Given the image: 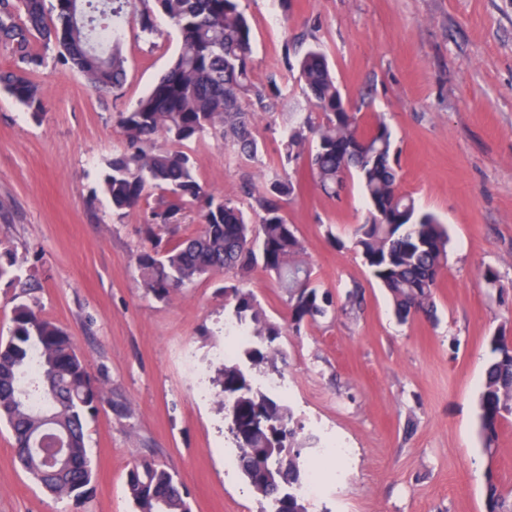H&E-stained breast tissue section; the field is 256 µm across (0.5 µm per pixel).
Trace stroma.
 Here are the masks:
<instances>
[{
	"instance_id": "35a3bbf8",
	"label": "stroma",
	"mask_w": 512,
	"mask_h": 512,
	"mask_svg": "<svg viewBox=\"0 0 512 512\" xmlns=\"http://www.w3.org/2000/svg\"><path fill=\"white\" fill-rule=\"evenodd\" d=\"M254 39L253 81L283 91L255 127L261 152L237 157L218 134L189 142L209 190L251 211L244 184L262 187L282 154V132L309 106L292 49L317 46L363 124L384 120L400 189L448 227L436 313L398 322L388 292L353 246L367 204L357 178L320 190L307 155L287 165L301 187L283 206L316 285L333 300L323 317L293 327L274 276L227 271L158 300L140 288L136 254L158 196L118 216L101 184L124 148L116 113L136 105L177 55L181 36L163 14L157 32L128 24L119 90L98 89L48 62L37 75L45 113L0 89V246L20 282L0 281V336L26 301L75 339L112 408L87 422L95 490L83 504L45 494L19 467L0 426V512H134L131 463L147 457L175 472L193 512H261L224 429L215 378L231 317L224 289L256 297L281 334L272 343L288 382L301 458L324 480L309 512H488L496 483L512 512V418L485 452L478 418L488 341L512 336V0H239ZM501 278L487 288L485 269ZM360 288L363 304L347 293ZM205 386L207 398L195 389ZM347 448L345 458L306 447Z\"/></svg>"
}]
</instances>
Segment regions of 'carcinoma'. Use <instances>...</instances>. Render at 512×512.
Instances as JSON below:
<instances>
[{
    "label": "carcinoma",
    "mask_w": 512,
    "mask_h": 512,
    "mask_svg": "<svg viewBox=\"0 0 512 512\" xmlns=\"http://www.w3.org/2000/svg\"><path fill=\"white\" fill-rule=\"evenodd\" d=\"M143 0H127L140 33L157 32ZM239 0H154L156 9L180 31L181 46L169 70L130 110L117 113L125 150L107 164L103 191L112 211L122 214L140 205L147 189L161 195L146 227L151 246L136 255L139 283L159 300L196 279L226 269L249 275L256 265L274 274L287 296L290 320L298 326L324 316L333 305L314 285L313 271L297 259L303 245L283 215V203L299 179L275 175L255 197L258 222L248 219L231 199L208 191L197 179L185 143L210 130L222 135L241 158L258 157L254 118L270 110L269 95L279 93L251 82L254 53L251 27ZM121 12L112 0H0V43L12 48L11 69L0 71V87L25 106L33 119L43 116L35 75L55 51L56 64L81 74L95 86L120 88L125 73L121 32L112 23ZM298 81L316 112L306 113L283 132L284 160L299 156L306 144L318 186L329 194L344 189L357 173L368 218L355 231V247L372 276L392 296L397 318L405 322L434 309L438 278L448 264L446 227L417 208L412 195L399 190L400 174L388 127L381 121L360 125L347 111L325 56L316 48L297 59ZM188 205L197 208L203 227L175 242L163 241L157 227L181 222ZM16 257L0 254V280L19 279ZM233 304V320L259 322L253 294L224 287ZM10 334L0 338V423L11 432L17 460L28 476L57 498L83 502L96 473L85 441V424L112 405L91 375L73 336L27 304L13 310ZM494 355L479 398L483 447L490 450L501 423L512 416V343L501 330L489 339ZM273 364L266 348L240 344L224 362L216 384L222 410L237 402L236 426L227 432L238 448V466L252 489L273 512H308L294 487L304 479L286 400L257 386L255 372ZM67 451L62 471L55 460V439ZM273 448L267 461L255 448ZM126 488L136 512H191L177 475L154 461L131 464Z\"/></svg>",
    "instance_id": "carcinoma-1"
}]
</instances>
